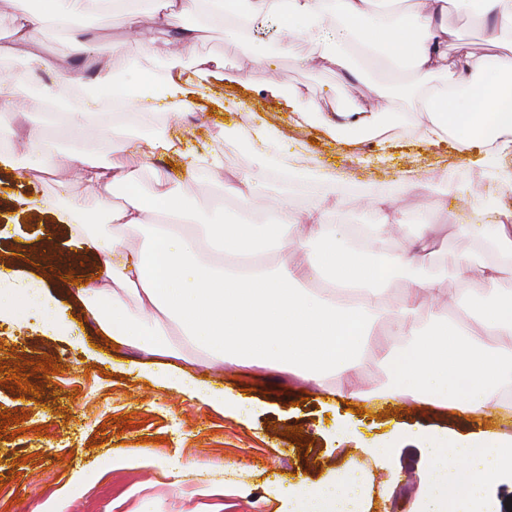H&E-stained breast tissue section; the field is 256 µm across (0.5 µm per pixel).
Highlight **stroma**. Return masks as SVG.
<instances>
[{
	"label": "stroma",
	"instance_id": "1",
	"mask_svg": "<svg viewBox=\"0 0 512 512\" xmlns=\"http://www.w3.org/2000/svg\"><path fill=\"white\" fill-rule=\"evenodd\" d=\"M124 29L122 15L109 12L80 26L121 47L128 79L149 76L157 62L146 44L125 41ZM196 35L198 52L219 64L217 78L204 82L182 121L166 120L159 105L157 131L126 130L139 140L156 132L173 137L177 153L157 162L171 176L180 174L182 150L218 154L230 173L253 169L259 156L244 134L264 125L282 136L279 163L334 171L358 188L401 197L402 234H412L424 218L480 222L482 211L460 208L457 200L473 171L468 156L403 134L384 145L335 137L283 111L264 91L274 70L330 106L365 97L376 86L402 104L404 86L384 65L371 63L364 80L343 85L335 74L302 68L286 56H274L266 68L249 66L242 47L209 21H201ZM47 140L52 176L27 170L21 158L0 166V274H19L46 290L66 320L59 330L34 312L0 320V416L7 418L0 423V512H283L295 485L310 487L351 470L367 485L361 512H416L426 458L415 433L512 436V418L494 410L470 419L401 398L347 402L277 371L212 364L203 354L181 380L168 359L111 341L79 294L101 282L102 256L84 254L69 276L57 275L55 258L77 246L37 203L81 194L66 156L80 148L106 161L112 132L90 126L74 143L51 130ZM411 174L430 183L428 196L407 191L404 178ZM442 174L447 182H439ZM472 249L470 238L458 233L434 254L447 294L461 288L457 259ZM46 360L59 373L44 371ZM143 441L150 442L152 458L128 457Z\"/></svg>",
	"mask_w": 512,
	"mask_h": 512
}]
</instances>
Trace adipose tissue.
<instances>
[{
  "mask_svg": "<svg viewBox=\"0 0 512 512\" xmlns=\"http://www.w3.org/2000/svg\"><path fill=\"white\" fill-rule=\"evenodd\" d=\"M395 0H150L141 13L134 0H40L38 10L16 12L0 54L31 55L34 68L0 77V163L11 161L15 137L27 155L47 160L46 125L59 122L71 139L90 124L112 130V154L100 163L77 151L72 170L88 194L44 199L43 208L67 225L74 240L93 247L104 258L102 285L82 289L87 311L112 340L151 356L189 361L191 353L237 365L273 367L318 387L328 373H338L340 395L368 397L370 391L355 369L369 356L386 377L378 394L437 403L477 417L486 409L512 413V279L503 265L512 261V210L492 216L494 226L466 225L476 251L495 252L492 260L461 256L458 267L467 293L445 298L433 271L430 250L446 233L441 224H422L400 249L390 242L401 221L398 199L365 197L374 211L371 223H343L344 201L335 196L332 174L288 169L289 181L311 178L321 193L309 208L292 209L276 201L264 224L248 221L254 195L271 181L269 168L237 173L224 191L238 197L242 219L224 223L218 212L202 222V209L190 204L186 184L200 171L224 167L214 154L183 152L181 188L170 176L154 171L150 190H143L147 154L139 143L114 129L106 105L136 108L141 121L152 114L150 102L167 103L172 115L186 111L197 79L212 72L200 56L190 30L178 29L180 17L209 4L224 34L235 41L267 20L282 28L278 54L297 58L307 68L320 67L346 76L371 53L392 63H407L413 93L408 99L413 130L423 143H454L476 156L478 169L459 193V202L475 206L512 153V60H479L466 51L449 55V11L466 12L468 0H423L404 19L393 17ZM122 10L126 37H144L143 17L160 29L177 28L175 38L154 42L150 53L165 63L162 76L129 84L123 79L121 52L95 37L74 38L71 51L94 70L91 89L76 112H49L44 122L15 132L10 121L27 104L31 86L41 102H60L82 82L79 73L59 67L37 52L48 22L73 24L88 11ZM308 44L316 55L302 56ZM50 80L38 83L39 73ZM268 91L301 118L320 122L339 134L366 132L380 142L388 136L381 123L380 101L351 100L339 111L308 89L271 78ZM123 204L112 202L114 193ZM164 213L163 224L148 223L150 213ZM138 231V246L124 247L127 233ZM266 241L279 260L268 270L257 260L256 241ZM403 279L402 297L390 300L387 286ZM36 308L49 323L58 315L42 294L24 282L0 277V311ZM428 469L420 512H485L483 492L495 475L512 472V437L486 434L450 445L429 438ZM363 487L357 474L321 482L290 499L289 512H357Z\"/></svg>",
  "mask_w": 512,
  "mask_h": 512,
  "instance_id": "adipose-tissue-1",
  "label": "adipose tissue"
}]
</instances>
